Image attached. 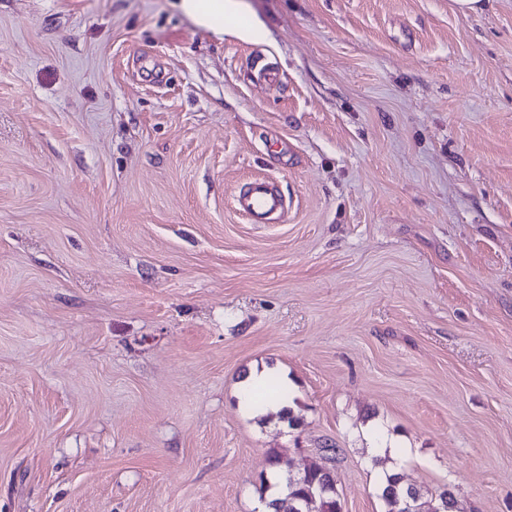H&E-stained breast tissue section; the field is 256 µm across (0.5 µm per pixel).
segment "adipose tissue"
Wrapping results in <instances>:
<instances>
[{
	"mask_svg": "<svg viewBox=\"0 0 512 512\" xmlns=\"http://www.w3.org/2000/svg\"><path fill=\"white\" fill-rule=\"evenodd\" d=\"M177 9L195 25L212 31L251 39L261 34L264 24L257 17H245L241 0H178Z\"/></svg>",
	"mask_w": 512,
	"mask_h": 512,
	"instance_id": "1",
	"label": "adipose tissue"
}]
</instances>
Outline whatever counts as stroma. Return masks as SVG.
<instances>
[{"label":"stroma","instance_id":"1","mask_svg":"<svg viewBox=\"0 0 512 512\" xmlns=\"http://www.w3.org/2000/svg\"><path fill=\"white\" fill-rule=\"evenodd\" d=\"M245 8L0 0V512H258L328 445L342 512H512V0ZM176 8L189 17L195 25L208 29L221 38L232 34L241 39H251L263 31V22L250 15L244 25L233 24L245 13L242 0H176ZM239 210L251 221L262 223L284 210L282 197L264 180L250 183L247 191L237 199ZM412 490V488H409ZM409 489H404L405 493V504L409 511L412 512H438L439 506L441 505V500L443 494L447 491L444 490L437 498V503L435 505L429 506L427 509H424V504L426 502L422 501V497L419 495V492L416 491V497L414 500V511L411 505L413 493ZM448 495L443 496V510L440 512H452L455 509V494L451 489H448Z\"/></svg>","mask_w":512,"mask_h":512}]
</instances>
